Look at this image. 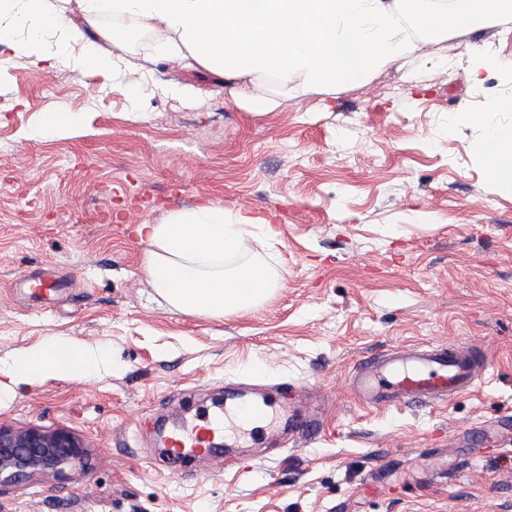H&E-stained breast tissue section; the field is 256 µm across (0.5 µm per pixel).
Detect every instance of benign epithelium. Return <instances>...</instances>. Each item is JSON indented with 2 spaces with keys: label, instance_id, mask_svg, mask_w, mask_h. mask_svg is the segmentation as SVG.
Instances as JSON below:
<instances>
[{
  "label": "benign epithelium",
  "instance_id": "benign-epithelium-1",
  "mask_svg": "<svg viewBox=\"0 0 512 512\" xmlns=\"http://www.w3.org/2000/svg\"><path fill=\"white\" fill-rule=\"evenodd\" d=\"M87 454L66 428H15L0 423V487L40 478L68 479Z\"/></svg>",
  "mask_w": 512,
  "mask_h": 512
}]
</instances>
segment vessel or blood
Listing matches in <instances>:
<instances>
[{
    "instance_id": "vessel-or-blood-1",
    "label": "vessel or blood",
    "mask_w": 512,
    "mask_h": 512,
    "mask_svg": "<svg viewBox=\"0 0 512 512\" xmlns=\"http://www.w3.org/2000/svg\"><path fill=\"white\" fill-rule=\"evenodd\" d=\"M479 364L476 353L453 342L442 348L411 346L366 363L354 375L351 389L369 407L426 410L472 391L481 378ZM234 417L249 422L256 437L264 434V421L279 422L296 445L310 443L319 431L318 423L300 412H279L271 395L252 399L233 389L225 396L223 412L196 415L169 431L163 442L172 458L207 464L221 455L228 440L226 424Z\"/></svg>"
}]
</instances>
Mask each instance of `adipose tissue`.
<instances>
[{
	"label": "adipose tissue",
	"mask_w": 512,
	"mask_h": 512,
	"mask_svg": "<svg viewBox=\"0 0 512 512\" xmlns=\"http://www.w3.org/2000/svg\"><path fill=\"white\" fill-rule=\"evenodd\" d=\"M78 6L73 17L47 9L45 0H0V48L48 67L69 57L86 72L118 76L120 55L90 45L70 56L85 26L111 17L106 36L120 48L129 30L160 25L169 34L162 45L167 58L220 74L234 105L255 115L275 110L288 95L331 94L405 64L428 41L484 27L512 29V0H460L455 7L448 0H78ZM463 64L473 85L490 71L512 83V60L488 45L472 46ZM501 112H512L511 94L461 109L448 122L482 128L474 155L491 182L512 187V127L493 120ZM136 233L150 245L145 276L177 311L221 317L261 305L280 286L275 269L248 248L254 235L277 234L262 216L207 203L139 225ZM100 358L72 338L48 341L0 361V399L48 373L92 374Z\"/></svg>",
	"instance_id": "1"
}]
</instances>
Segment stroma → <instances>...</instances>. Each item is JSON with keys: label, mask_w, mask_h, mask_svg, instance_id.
Returning <instances> with one entry per match:
<instances>
[{"label": "stroma", "mask_w": 512, "mask_h": 512, "mask_svg": "<svg viewBox=\"0 0 512 512\" xmlns=\"http://www.w3.org/2000/svg\"><path fill=\"white\" fill-rule=\"evenodd\" d=\"M85 36L123 55L125 77L0 55V359L70 337L112 364L0 403V423L64 427L89 449L80 477L6 487L0 512H512V436L496 428L512 420V189L474 158L477 129L446 128L512 88L441 65L484 43L512 60V32L431 42L412 64L260 116L221 76L160 55L163 28L121 50ZM52 112L71 127L44 129ZM205 202L277 230L250 245L281 283L257 308L175 311L142 271L134 227ZM451 341L487 352L474 391L426 411L348 394L367 358ZM282 382L303 383L322 426L310 447L270 429L240 441L239 471L155 467L160 416L223 404L229 383Z\"/></svg>", "instance_id": "35a3bbf8"}]
</instances>
